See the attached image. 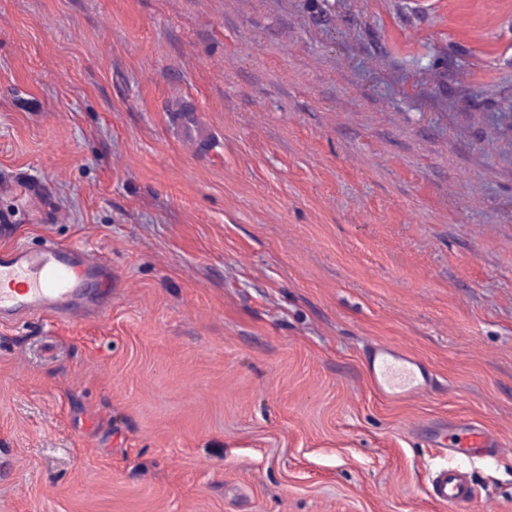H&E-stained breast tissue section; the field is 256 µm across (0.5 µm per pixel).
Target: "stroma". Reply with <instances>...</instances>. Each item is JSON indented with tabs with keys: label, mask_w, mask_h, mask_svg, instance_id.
I'll use <instances>...</instances> for the list:
<instances>
[{
	"label": "stroma",
	"mask_w": 512,
	"mask_h": 512,
	"mask_svg": "<svg viewBox=\"0 0 512 512\" xmlns=\"http://www.w3.org/2000/svg\"><path fill=\"white\" fill-rule=\"evenodd\" d=\"M47 242L112 276L0 324V512H512L436 453L512 442V0H0V250ZM175 120L180 128L181 140L188 145L194 153L209 150L215 142V133L209 126L201 121L198 113L186 106L182 101L173 103ZM366 377L382 396L392 400L419 398L432 387V374L415 357L386 344H374L363 354ZM417 369V370H416ZM464 432L460 448H437L438 453L447 458L462 456L470 460L512 454L511 443H506L499 434L486 427L466 424ZM431 498L452 512H468L475 499L470 474L459 468H441L432 474Z\"/></svg>",
	"instance_id": "35a3bbf8"
}]
</instances>
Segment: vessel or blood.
<instances>
[{"mask_svg": "<svg viewBox=\"0 0 512 512\" xmlns=\"http://www.w3.org/2000/svg\"><path fill=\"white\" fill-rule=\"evenodd\" d=\"M175 120L181 139L194 153L209 150L215 134L198 113L184 102H174ZM98 256L80 254L64 257L55 245L38 250L16 246L0 252V321H12L24 315H48L66 321L83 311L80 282L91 272L106 268ZM365 374L382 396L392 400L419 398L432 387V375L413 356L386 344L368 347L362 360ZM512 451L496 432L476 424L464 427L460 447L442 449L444 457L467 459L498 457ZM429 493L449 512H469L475 499L474 484L467 471L442 468L434 472Z\"/></svg>", "mask_w": 512, "mask_h": 512, "instance_id": "obj_1", "label": "vessel or blood"}]
</instances>
